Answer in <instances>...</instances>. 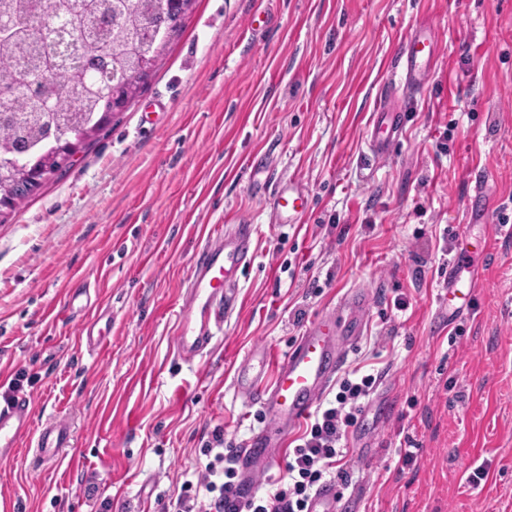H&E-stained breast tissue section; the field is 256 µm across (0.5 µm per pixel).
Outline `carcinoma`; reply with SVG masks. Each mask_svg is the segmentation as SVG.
I'll return each mask as SVG.
<instances>
[{
    "mask_svg": "<svg viewBox=\"0 0 512 512\" xmlns=\"http://www.w3.org/2000/svg\"><path fill=\"white\" fill-rule=\"evenodd\" d=\"M177 0H53L48 11H33L27 0H0V16L9 25L0 32V101L44 77V94L56 110L42 112L31 95L15 101L0 120V163L23 174L41 166L39 158L70 144L84 150L104 131L101 126L110 77L136 89L156 65L166 39L177 31L147 25L158 10L172 12ZM64 15L79 34L82 53L67 68L52 55L53 23Z\"/></svg>",
    "mask_w": 512,
    "mask_h": 512,
    "instance_id": "cac0c4a2",
    "label": "carcinoma"
}]
</instances>
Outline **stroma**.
I'll list each match as a JSON object with an SVG mask.
<instances>
[{
    "instance_id": "1",
    "label": "stroma",
    "mask_w": 512,
    "mask_h": 512,
    "mask_svg": "<svg viewBox=\"0 0 512 512\" xmlns=\"http://www.w3.org/2000/svg\"><path fill=\"white\" fill-rule=\"evenodd\" d=\"M428 25L435 74L403 101L395 154L373 158L371 114ZM256 154L306 183L304 223L273 224L249 183ZM502 208L512 0H194L136 100L0 213V397L23 376L35 426L74 430L55 462L29 437L0 465V512H164L214 431L238 449L264 426L231 385L245 354L284 356L355 289L371 304L346 366L379 379L345 440L349 512H512V238L487 231ZM231 216L252 224L255 261L187 363L171 347L178 298L203 226ZM464 245L486 250L485 284L452 320L437 291ZM100 308L112 329L92 352L80 329Z\"/></svg>"
}]
</instances>
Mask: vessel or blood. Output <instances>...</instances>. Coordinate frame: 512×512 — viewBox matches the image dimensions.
I'll use <instances>...</instances> for the list:
<instances>
[{
  "instance_id": "vessel-or-blood-1",
  "label": "vessel or blood",
  "mask_w": 512,
  "mask_h": 512,
  "mask_svg": "<svg viewBox=\"0 0 512 512\" xmlns=\"http://www.w3.org/2000/svg\"><path fill=\"white\" fill-rule=\"evenodd\" d=\"M437 45V32L430 26L415 29L404 40L398 56L404 88L419 90L429 83ZM404 120V113L390 108L387 100H380L369 130V148L377 158L392 156ZM267 170L265 161L253 160L252 171L260 176L255 186L270 192L275 223H303L308 202L306 186L296 177H275ZM252 234V225L237 224L207 235L180 297L173 347L181 360L192 362L204 357L223 330L225 319L233 313L238 273L254 261ZM480 286L478 268L470 266L464 256L449 261L448 309L452 314L470 312ZM368 309L366 292H350L332 311L310 322L283 359L259 348L235 368V392L247 404L259 406L269 420L236 454L240 499L253 494L258 472L277 463L288 439L306 422L335 381L363 334ZM30 434L35 437L38 457L45 462L56 460L73 439L72 427L63 418L34 428L30 394L16 391L0 399V464L11 463L22 439ZM306 512H342L336 485L318 486L308 499Z\"/></svg>"
}]
</instances>
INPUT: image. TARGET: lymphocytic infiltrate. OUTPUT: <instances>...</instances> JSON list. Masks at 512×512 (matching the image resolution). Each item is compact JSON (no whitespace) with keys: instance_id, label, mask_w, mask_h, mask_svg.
<instances>
[{"instance_id":"1","label":"lymphocytic infiltrate","mask_w":512,"mask_h":512,"mask_svg":"<svg viewBox=\"0 0 512 512\" xmlns=\"http://www.w3.org/2000/svg\"><path fill=\"white\" fill-rule=\"evenodd\" d=\"M377 383L372 374L352 370L338 382L334 402L320 406L288 455V480L262 496H251L244 506L232 500L237 483L235 451L224 446L222 434H214L203 454L208 461L195 486L185 487L175 512H305L312 491L336 481L335 466L346 453L343 442Z\"/></svg>"}]
</instances>
